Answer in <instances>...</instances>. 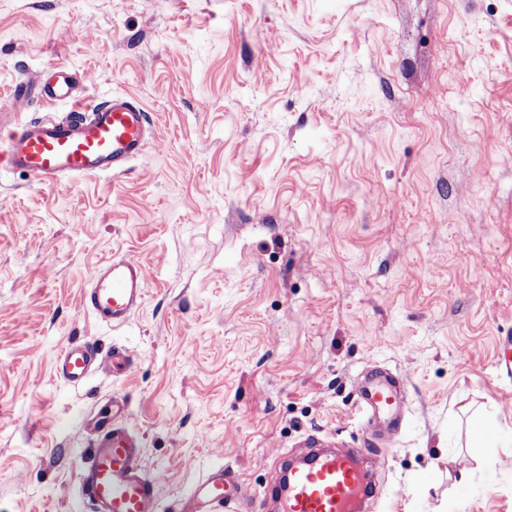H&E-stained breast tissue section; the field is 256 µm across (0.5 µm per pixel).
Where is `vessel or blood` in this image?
I'll return each mask as SVG.
<instances>
[{
	"label": "vessel or blood",
	"instance_id": "obj_1",
	"mask_svg": "<svg viewBox=\"0 0 512 512\" xmlns=\"http://www.w3.org/2000/svg\"><path fill=\"white\" fill-rule=\"evenodd\" d=\"M73 73L56 69L52 77L24 76L17 81L8 114H0V173L23 172L42 184L65 177L117 175L145 158L152 141L149 116L133 96L115 94L95 106L72 98ZM69 101L64 118L24 120L31 99ZM147 275L130 257L105 261L82 296V305L98 323L125 324L142 305ZM499 378L512 381V337L499 339L495 352ZM133 371L134 354L125 348L100 353L90 343H69L55 357L53 370L78 386L91 375ZM359 403L392 417L388 436L400 430L403 404L396 378L386 371L367 373L357 385ZM93 452L80 477V492L91 512H161L154 479L141 464L137 437L111 418H96ZM369 449L310 451L304 464L288 471L287 483H275L256 497L229 468L209 470L189 491L181 512H254L257 501L274 512H363L378 489L366 460Z\"/></svg>",
	"mask_w": 512,
	"mask_h": 512
}]
</instances>
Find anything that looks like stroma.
<instances>
[{"mask_svg": "<svg viewBox=\"0 0 512 512\" xmlns=\"http://www.w3.org/2000/svg\"><path fill=\"white\" fill-rule=\"evenodd\" d=\"M56 66L154 140L119 176L0 175V512H89L116 401L164 512L218 466L262 492L308 437L364 447L373 368L406 426L372 512H512V0H0V106ZM115 256L148 284L111 327L81 297ZM70 341L136 367L70 385ZM495 367L498 377L505 381H512V337L500 338L495 352ZM359 404L374 412H385L395 419L387 431V442L399 433L404 416L400 389L396 378L387 371H370L357 384Z\"/></svg>", "mask_w": 512, "mask_h": 512, "instance_id": "1", "label": "stroma"}]
</instances>
